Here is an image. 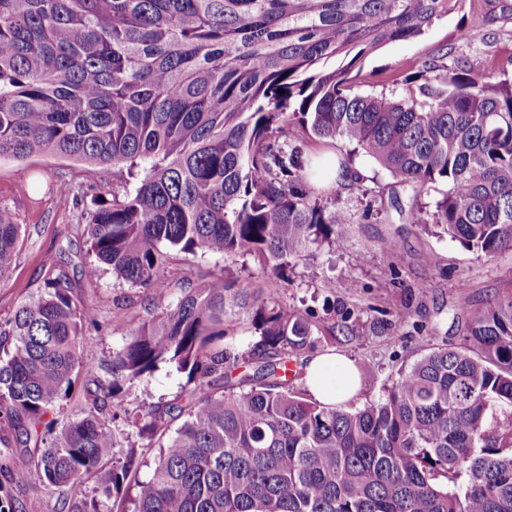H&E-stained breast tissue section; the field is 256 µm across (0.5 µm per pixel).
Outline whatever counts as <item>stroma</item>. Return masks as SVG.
<instances>
[{"mask_svg":"<svg viewBox=\"0 0 512 512\" xmlns=\"http://www.w3.org/2000/svg\"><path fill=\"white\" fill-rule=\"evenodd\" d=\"M462 23L473 30V39H457L456 28ZM433 50L441 51L442 62L448 67L465 61L474 69L512 77V0H466L461 12L437 20L422 38L383 46L364 61L354 83L355 92L404 95L399 76L416 72L425 55ZM350 168L362 175L365 190L353 192L341 186L336 191L337 208L351 217L344 249L312 246L284 278L262 271L251 259L226 262L199 255L189 260L175 259L174 265L192 278L225 271L248 287L261 290L269 302L287 306L312 323L337 322L342 311H354L359 323L353 334L333 344L315 342L307 352L312 355L333 349L355 363L371 366L374 378L363 381L355 402L361 408L377 401L384 385L426 353L429 344L461 343L464 316L484 308L512 285V252L480 257L436 225L410 223L390 200L396 197L402 204H409L414 196L411 187L396 184L389 172L361 153L354 155ZM88 171V165L65 157L0 159V204L11 208L26 230L12 271L0 280V317L7 316L22 298L35 292L46 255L63 249L73 266L88 261L76 214L67 211L50 190L51 183L61 175L72 184L85 183ZM391 238L400 241L401 255L378 251V243ZM352 280L359 284L354 293L347 288ZM461 280L467 282V290L458 289ZM84 294L98 305L100 327L90 331L93 345L83 354L84 363L94 370L111 362L113 350L121 344L107 327L113 296L130 298L129 316L136 322L147 310L164 307L162 300L152 299L141 289L119 285L108 273L97 287L85 289ZM330 299L336 302L332 311L326 308ZM402 307L409 309L410 316L399 324L393 314ZM185 383L183 374L163 364L153 376L136 382L127 400L136 407L161 397L169 399ZM27 463V456L0 446V487L8 490L16 512H63V497L58 491L13 482L14 471Z\"/></svg>","mask_w":512,"mask_h":512,"instance_id":"stroma-1","label":"stroma"}]
</instances>
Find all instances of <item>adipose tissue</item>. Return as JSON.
<instances>
[{
    "label": "adipose tissue",
    "instance_id": "ef3b65f1",
    "mask_svg": "<svg viewBox=\"0 0 512 512\" xmlns=\"http://www.w3.org/2000/svg\"><path fill=\"white\" fill-rule=\"evenodd\" d=\"M303 382L314 400L329 406L349 403L357 396L361 386L357 365L335 351L309 357Z\"/></svg>",
    "mask_w": 512,
    "mask_h": 512
}]
</instances>
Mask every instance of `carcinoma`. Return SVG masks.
I'll list each match as a JSON object with an SVG mask.
<instances>
[{"mask_svg":"<svg viewBox=\"0 0 512 512\" xmlns=\"http://www.w3.org/2000/svg\"><path fill=\"white\" fill-rule=\"evenodd\" d=\"M464 2L0 0V157L62 156L136 181L110 199L89 185L81 279L55 253L0 319V444L33 460L15 482L60 491L68 512L112 500L130 512H512L511 292L470 314L463 343L432 346L351 409L292 383L311 337L343 328L236 278L173 268V253H200L281 276L314 244L344 247L336 225L350 217L319 201L314 159L288 143L294 123L323 146L355 145L400 184H447L431 213L411 205V223L484 257L512 251V78L429 54L403 98L351 84L367 56ZM24 238L0 205V279ZM108 270L169 302L133 328L128 301L112 299L122 344L108 377L85 384L81 416L61 420L98 325L80 282ZM242 361L251 371L232 376ZM161 364L186 374L181 393L130 408L129 388ZM128 428L158 449L145 479L135 446L108 459ZM89 478L88 502L77 488Z\"/></svg>","mask_w":512,"mask_h":512,"instance_id":"obj_1","label":"carcinoma"}]
</instances>
